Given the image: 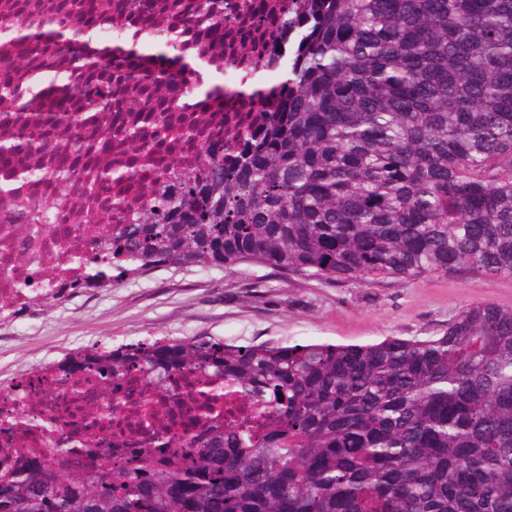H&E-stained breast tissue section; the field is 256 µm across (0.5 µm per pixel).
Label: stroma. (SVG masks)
I'll list each match as a JSON object with an SVG mask.
<instances>
[{"mask_svg":"<svg viewBox=\"0 0 512 512\" xmlns=\"http://www.w3.org/2000/svg\"><path fill=\"white\" fill-rule=\"evenodd\" d=\"M476 300L512 309V275L477 282L460 272L358 284L285 276L250 263L232 272L161 267L0 318V387L82 349L145 339L209 336L235 346L424 340L443 335Z\"/></svg>","mask_w":512,"mask_h":512,"instance_id":"35a3bbf8","label":"stroma"}]
</instances>
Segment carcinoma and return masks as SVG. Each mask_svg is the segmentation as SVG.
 Instances as JSON below:
<instances>
[{
    "label": "carcinoma",
    "instance_id": "cac0c4a2",
    "mask_svg": "<svg viewBox=\"0 0 512 512\" xmlns=\"http://www.w3.org/2000/svg\"><path fill=\"white\" fill-rule=\"evenodd\" d=\"M145 17L150 58L168 27L140 0H0V160L13 175L65 185L70 149L45 172L25 163L65 123L105 144L86 183L112 182L113 67L134 57L112 9ZM223 0H197L212 30ZM203 53L170 68L128 66L130 105L204 109L224 75ZM284 107L239 133L234 164L206 149L168 166L163 189L97 217L106 240L63 290L108 288L115 266L231 270L241 263L309 278L411 280L465 271L512 275V0H288ZM134 363L161 383L193 372L253 405L227 411L185 453L137 465L97 454L61 474L46 459L0 472V512H512V310L475 301L441 336L364 345L232 346L206 337L99 348L55 369H87L103 393ZM198 425L209 406L170 384Z\"/></svg>",
    "mask_w": 512,
    "mask_h": 512
}]
</instances>
